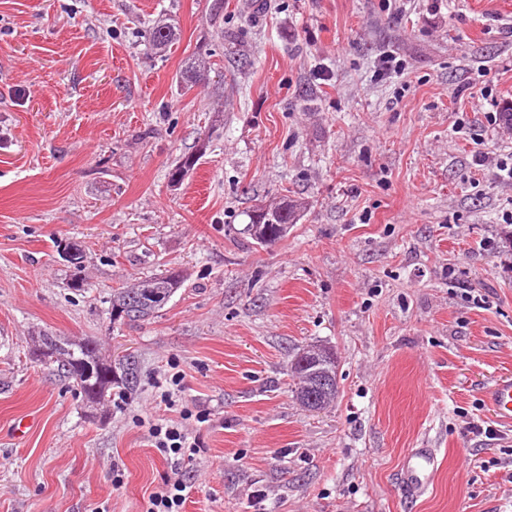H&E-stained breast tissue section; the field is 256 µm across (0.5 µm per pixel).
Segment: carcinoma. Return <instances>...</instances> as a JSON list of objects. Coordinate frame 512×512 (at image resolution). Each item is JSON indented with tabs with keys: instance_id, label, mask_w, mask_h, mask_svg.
Wrapping results in <instances>:
<instances>
[{
	"instance_id": "carcinoma-1",
	"label": "carcinoma",
	"mask_w": 512,
	"mask_h": 512,
	"mask_svg": "<svg viewBox=\"0 0 512 512\" xmlns=\"http://www.w3.org/2000/svg\"><path fill=\"white\" fill-rule=\"evenodd\" d=\"M174 30L163 24L152 28L149 40L157 50H164L174 40ZM206 70L195 65L185 68L181 75L182 88L186 91L206 82ZM199 160L196 153L182 156L170 173V181L176 177H185L193 170ZM259 218L269 225L274 240H281L287 233L283 226L295 221L293 206L284 204L278 208L263 211V205L258 203L251 210V221L246 226L247 232H252L255 224L253 218ZM59 250L73 249L75 254L68 260L74 269L70 287L75 291H82L83 278L81 268L84 263V249L76 241H66L58 244ZM183 276L180 271L170 269L162 275L140 277L131 288H120L112 294L111 315L126 316L131 320L146 319L161 309L157 300L151 297L153 293L162 294V300L167 301L182 286ZM40 349L49 353L48 361L54 362L61 370L73 380L80 390L88 407L95 408L101 402L112 397L114 392L127 393L130 383L125 372L126 359L108 361L100 357L96 342L86 339L72 342L60 336L44 335L41 339ZM301 352H296L291 361L290 371L294 380V393L296 399L309 410H321L336 398V395L323 396L311 390L312 382L307 378L306 372L300 367Z\"/></svg>"
}]
</instances>
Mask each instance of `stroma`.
<instances>
[{
	"instance_id": "stroma-1",
	"label": "stroma",
	"mask_w": 512,
	"mask_h": 512,
	"mask_svg": "<svg viewBox=\"0 0 512 512\" xmlns=\"http://www.w3.org/2000/svg\"><path fill=\"white\" fill-rule=\"evenodd\" d=\"M511 107L512 0H0V512H146L171 468L138 420L166 417L173 360L209 414L185 512H512V424L483 401L512 376ZM286 200L297 223L257 245L253 206ZM171 268L154 316L111 315ZM41 332L132 356L134 390L90 417ZM313 344L338 360L320 411L290 373ZM413 448L438 457L417 498ZM58 248L60 252L64 249H73L75 250V254L72 259H66L70 266L74 269L73 278H71L70 287L75 291H82L83 286V278L79 275L81 274L82 264L84 263V249L82 245L76 241H65L64 243L61 241L58 244ZM182 284L181 272L174 269L167 270L162 275L139 277L133 287L120 288L113 292L111 315H124L129 320L149 318L162 308L149 294L161 293L162 300L167 303ZM303 349H298V351L293 355V359L291 361L290 371L294 380V393L296 395V399L309 410H321L331 401L336 398V389L334 393L330 396H323L321 394H316L311 390L312 382L306 378L307 374L304 372L303 368L300 367V355ZM315 394L314 401H311V395Z\"/></svg>"
}]
</instances>
